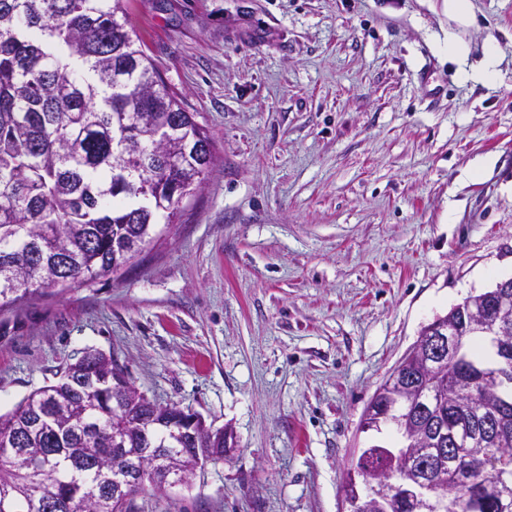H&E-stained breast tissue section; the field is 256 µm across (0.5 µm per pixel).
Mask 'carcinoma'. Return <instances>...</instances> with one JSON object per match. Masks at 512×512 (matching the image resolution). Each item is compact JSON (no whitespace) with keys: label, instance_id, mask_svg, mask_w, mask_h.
Listing matches in <instances>:
<instances>
[{"label":"carcinoma","instance_id":"1","mask_svg":"<svg viewBox=\"0 0 512 512\" xmlns=\"http://www.w3.org/2000/svg\"><path fill=\"white\" fill-rule=\"evenodd\" d=\"M129 0H0V310L24 299L116 274L152 243L159 218L173 224L215 165L212 137L171 92L131 23ZM507 337L490 341L493 365L465 338L461 361L429 375L413 351L399 360L434 399L396 413L443 440L419 448L411 469L443 484L464 469L512 490V383L482 390L484 376L512 371ZM112 358L87 350L59 379L0 414V512H145L164 490L145 479L112 497V455L167 450L183 411L140 395L112 399ZM497 417L501 433L480 436ZM472 434L456 456L449 432ZM379 446L354 471L391 468Z\"/></svg>","mask_w":512,"mask_h":512}]
</instances>
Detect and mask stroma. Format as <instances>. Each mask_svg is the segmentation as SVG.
I'll return each instance as SVG.
<instances>
[{
  "instance_id": "stroma-1",
  "label": "stroma",
  "mask_w": 512,
  "mask_h": 512,
  "mask_svg": "<svg viewBox=\"0 0 512 512\" xmlns=\"http://www.w3.org/2000/svg\"><path fill=\"white\" fill-rule=\"evenodd\" d=\"M472 3L461 27L444 0H131L215 165L118 275L0 312V409L98 350L237 437L171 512H341L356 449L388 440L360 429L376 389L512 277V0Z\"/></svg>"
}]
</instances>
